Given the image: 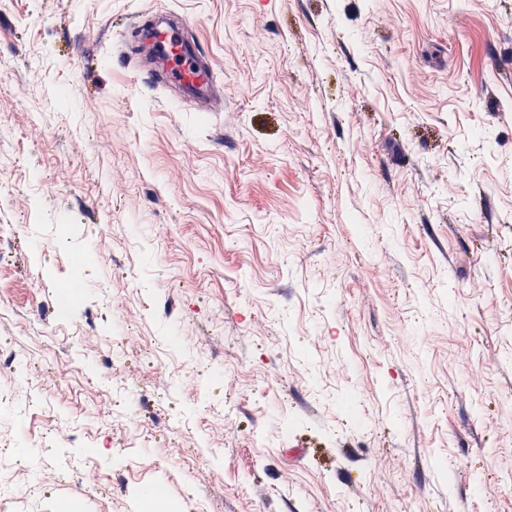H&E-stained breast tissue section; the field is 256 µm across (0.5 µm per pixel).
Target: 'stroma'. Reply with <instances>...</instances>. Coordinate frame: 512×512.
<instances>
[{"label": "stroma", "instance_id": "stroma-1", "mask_svg": "<svg viewBox=\"0 0 512 512\" xmlns=\"http://www.w3.org/2000/svg\"><path fill=\"white\" fill-rule=\"evenodd\" d=\"M0 62V512H512V0H0ZM196 23L156 13L140 16L131 45L135 64L145 80L163 84L196 106L211 110L224 102L209 57L186 36Z\"/></svg>", "mask_w": 512, "mask_h": 512}]
</instances>
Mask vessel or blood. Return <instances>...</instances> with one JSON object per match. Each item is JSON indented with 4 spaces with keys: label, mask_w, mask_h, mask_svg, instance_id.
I'll return each instance as SVG.
<instances>
[{
    "label": "vessel or blood",
    "mask_w": 512,
    "mask_h": 512,
    "mask_svg": "<svg viewBox=\"0 0 512 512\" xmlns=\"http://www.w3.org/2000/svg\"><path fill=\"white\" fill-rule=\"evenodd\" d=\"M193 20L183 17L140 16L131 46L135 64L145 80L173 89L196 106L211 110L224 100L209 57L187 36Z\"/></svg>",
    "instance_id": "1"
}]
</instances>
